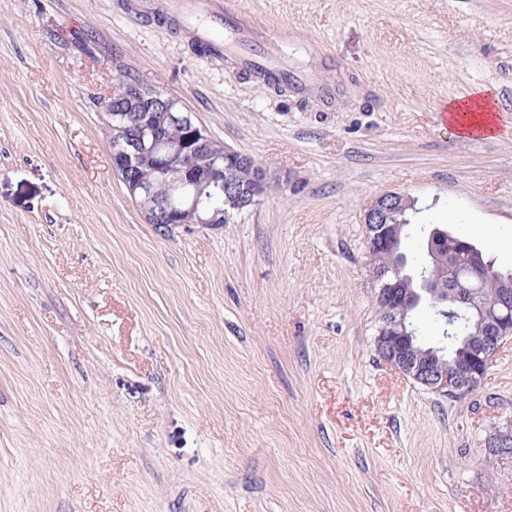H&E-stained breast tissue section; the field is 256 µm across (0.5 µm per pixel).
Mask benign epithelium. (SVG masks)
<instances>
[{
  "mask_svg": "<svg viewBox=\"0 0 512 512\" xmlns=\"http://www.w3.org/2000/svg\"><path fill=\"white\" fill-rule=\"evenodd\" d=\"M104 124L112 141V169L124 182L127 193L150 224H202L218 227L230 221L224 206L209 204L204 189L219 187L225 201L254 207L262 201L268 183L267 171L257 167L250 187L242 188L231 178L228 167L242 163L245 154L213 140L196 124L180 102L145 79L121 83L102 102ZM151 162L157 173L168 179L171 189L185 193L182 204L172 207L156 195L154 185L141 172ZM398 193L379 196L365 212L369 228L367 252L374 280L390 273L401 278L397 262L403 224L388 223ZM497 288L490 302L477 300L466 285L446 291L430 288L433 278H421L414 302L430 299L448 303V315L468 312L474 328L475 350L464 361L442 359L435 350L416 346L414 328L404 301L396 288H382L377 298L392 304L375 337V351L382 360L425 390L446 399H456L473 385L482 384L498 351L512 342V279L495 277ZM493 456L512 453V425L499 429L487 443Z\"/></svg>",
  "mask_w": 512,
  "mask_h": 512,
  "instance_id": "obj_1",
  "label": "benign epithelium"
}]
</instances>
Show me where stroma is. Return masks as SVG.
Returning a JSON list of instances; mask_svg holds the SVG:
<instances>
[{"label":"stroma","mask_w":512,"mask_h":512,"mask_svg":"<svg viewBox=\"0 0 512 512\" xmlns=\"http://www.w3.org/2000/svg\"><path fill=\"white\" fill-rule=\"evenodd\" d=\"M126 69L263 202L145 223L99 107ZM480 86L498 130L461 137ZM390 192L407 252L449 224L512 270V0H0V512H512V343L451 402L374 351ZM495 103L493 90L479 87L469 94L466 101L449 103L444 118L462 137H471L475 131L480 135H493L497 128Z\"/></svg>","instance_id":"35a3bbf8"}]
</instances>
